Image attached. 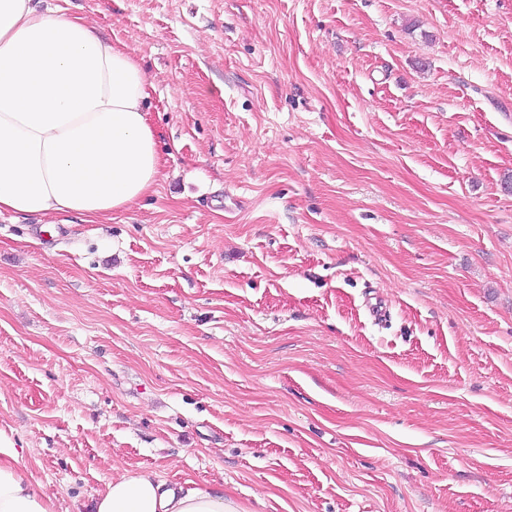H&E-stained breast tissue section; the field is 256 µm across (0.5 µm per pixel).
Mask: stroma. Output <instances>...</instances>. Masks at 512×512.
I'll list each match as a JSON object with an SVG mask.
<instances>
[{"instance_id": "1", "label": "stroma", "mask_w": 512, "mask_h": 512, "mask_svg": "<svg viewBox=\"0 0 512 512\" xmlns=\"http://www.w3.org/2000/svg\"><path fill=\"white\" fill-rule=\"evenodd\" d=\"M36 7L134 50L162 156L104 223L0 214V445L55 512L123 470L512 512V0Z\"/></svg>"}]
</instances>
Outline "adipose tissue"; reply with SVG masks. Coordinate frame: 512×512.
Segmentation results:
<instances>
[{"label": "adipose tissue", "instance_id": "1", "mask_svg": "<svg viewBox=\"0 0 512 512\" xmlns=\"http://www.w3.org/2000/svg\"><path fill=\"white\" fill-rule=\"evenodd\" d=\"M148 82L133 54L94 24L32 0H0V212L61 213L95 223L156 184L158 134ZM0 459V512H54ZM94 512H237L214 488L182 489L154 473L113 475Z\"/></svg>", "mask_w": 512, "mask_h": 512}]
</instances>
